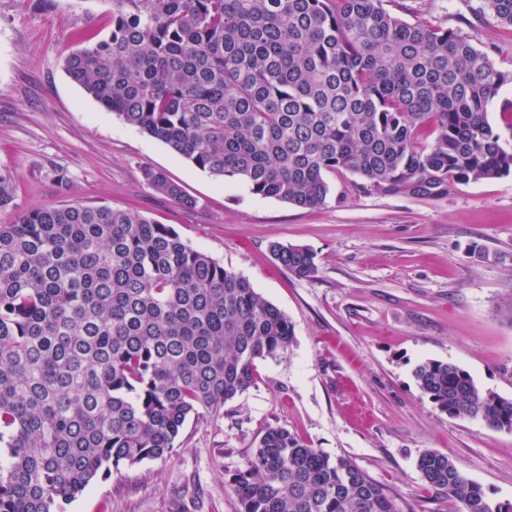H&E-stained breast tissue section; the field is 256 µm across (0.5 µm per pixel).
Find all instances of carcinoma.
Segmentation results:
<instances>
[{
	"label": "carcinoma",
	"mask_w": 512,
	"mask_h": 512,
	"mask_svg": "<svg viewBox=\"0 0 512 512\" xmlns=\"http://www.w3.org/2000/svg\"><path fill=\"white\" fill-rule=\"evenodd\" d=\"M112 32L64 60L106 110L213 176L315 209L327 174L431 196L512 176L489 107L512 72L458 32L383 0H111ZM512 26V0H482ZM156 191L195 201L161 172ZM19 209L0 173V212ZM299 279L305 246L271 245ZM288 315L245 277L129 209L27 208L0 224V512H63L99 478L169 454L186 421L249 389L282 356ZM413 375L450 418L512 433V397L451 362ZM424 480L458 512H512L448 455ZM241 512H400L352 460L282 427L232 479Z\"/></svg>",
	"instance_id": "obj_1"
}]
</instances>
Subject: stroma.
<instances>
[{
  "mask_svg": "<svg viewBox=\"0 0 512 512\" xmlns=\"http://www.w3.org/2000/svg\"><path fill=\"white\" fill-rule=\"evenodd\" d=\"M384 6L457 30L512 71V27L481 0ZM111 31L110 0H0V173L19 206L80 201L171 225L286 313L294 336L284 357L259 362L247 391L190 418L171 454L95 481L65 512H240L232 477L271 427L350 458L401 512L458 510L417 468L429 450L451 457L492 505H512V434L448 417L413 377L424 360L452 362L512 397V177L412 198L336 172L314 210L251 194L125 124L66 74L69 53ZM147 168L195 207L154 190ZM274 242L312 249L316 277L289 274Z\"/></svg>",
  "mask_w": 512,
  "mask_h": 512,
  "instance_id": "stroma-1",
  "label": "stroma"
}]
</instances>
